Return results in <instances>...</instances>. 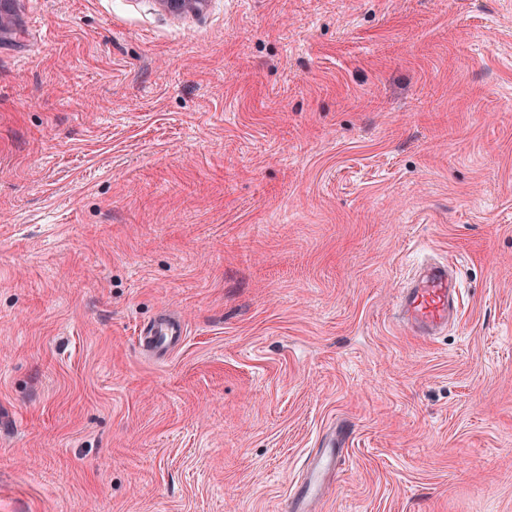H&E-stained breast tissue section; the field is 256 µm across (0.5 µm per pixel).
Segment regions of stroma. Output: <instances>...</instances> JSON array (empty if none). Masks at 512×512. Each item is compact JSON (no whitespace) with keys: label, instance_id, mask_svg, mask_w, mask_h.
Segmentation results:
<instances>
[{"label":"stroma","instance_id":"1","mask_svg":"<svg viewBox=\"0 0 512 512\" xmlns=\"http://www.w3.org/2000/svg\"><path fill=\"white\" fill-rule=\"evenodd\" d=\"M340 421L316 512H512V0H20L0 512H283ZM399 319L412 336L432 338L461 310L460 289L448 263L423 264L398 299ZM184 336V326L179 320L161 318L142 327L139 344L150 354L164 358L183 343Z\"/></svg>","mask_w":512,"mask_h":512}]
</instances>
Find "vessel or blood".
Returning <instances> with one entry per match:
<instances>
[{
	"instance_id": "b4317fda",
	"label": "vessel or blood",
	"mask_w": 512,
	"mask_h": 512,
	"mask_svg": "<svg viewBox=\"0 0 512 512\" xmlns=\"http://www.w3.org/2000/svg\"><path fill=\"white\" fill-rule=\"evenodd\" d=\"M399 319L410 335L430 338L442 332L461 310L460 290L450 268L444 263L422 265L398 299ZM184 327L179 320L161 318L144 325L140 346L150 354L165 357L184 341ZM351 433L336 427L309 458L306 468L289 488L290 512H310L319 500L326 480L336 473V466L348 452Z\"/></svg>"
}]
</instances>
